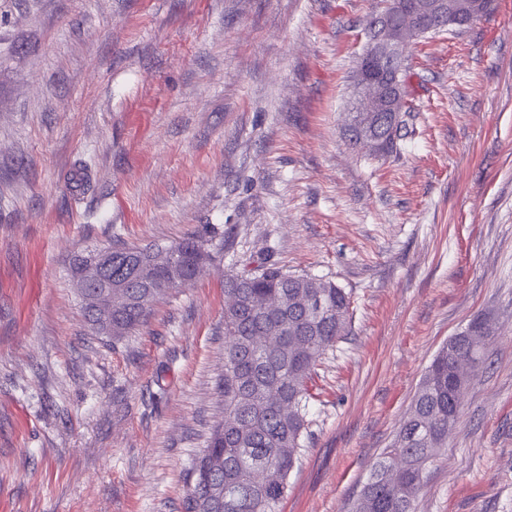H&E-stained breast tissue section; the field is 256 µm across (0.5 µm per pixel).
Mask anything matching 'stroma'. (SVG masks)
<instances>
[{
	"mask_svg": "<svg viewBox=\"0 0 512 512\" xmlns=\"http://www.w3.org/2000/svg\"><path fill=\"white\" fill-rule=\"evenodd\" d=\"M380 0H0V512H182L224 417V274L350 294L278 512H353L451 336H490L415 512H512V0L409 53L396 152L346 129ZM85 177L76 184L75 173ZM210 233L120 341L78 253Z\"/></svg>",
	"mask_w": 512,
	"mask_h": 512,
	"instance_id": "obj_1",
	"label": "stroma"
}]
</instances>
